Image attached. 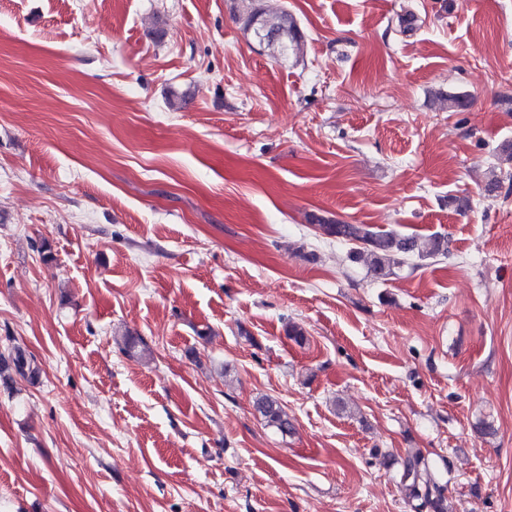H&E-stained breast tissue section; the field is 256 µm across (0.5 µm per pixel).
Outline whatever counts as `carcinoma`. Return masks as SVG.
<instances>
[{
  "instance_id": "cac0c4a2",
  "label": "carcinoma",
  "mask_w": 512,
  "mask_h": 512,
  "mask_svg": "<svg viewBox=\"0 0 512 512\" xmlns=\"http://www.w3.org/2000/svg\"><path fill=\"white\" fill-rule=\"evenodd\" d=\"M233 14L242 20L244 29L252 32L253 37L266 38L264 45L277 50L279 55L285 57L290 52L295 55L301 52L303 37L288 12L266 9L261 0H234ZM313 220L322 235L352 246L349 258L367 255L370 271L380 280L393 276L395 268L408 260L418 267L424 261L448 255V238L441 235L421 238L413 234L376 231L368 224H348L320 216ZM13 367L22 377L35 374L31 361L20 350L14 354ZM256 410L267 426L285 435L293 433L292 420L272 398L258 399ZM400 482L408 496L419 501L418 507L428 512H448L444 488L432 477L429 464L421 453H410L401 459Z\"/></svg>"
}]
</instances>
